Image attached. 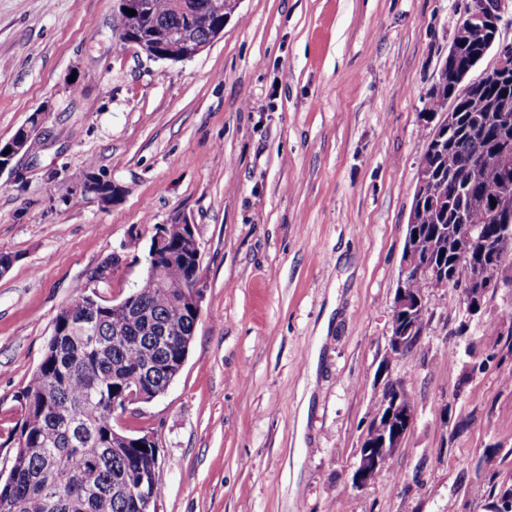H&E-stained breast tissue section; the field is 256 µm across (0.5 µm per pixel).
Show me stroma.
Masks as SVG:
<instances>
[{"instance_id": "35a3bbf8", "label": "stroma", "mask_w": 512, "mask_h": 512, "mask_svg": "<svg viewBox=\"0 0 512 512\" xmlns=\"http://www.w3.org/2000/svg\"><path fill=\"white\" fill-rule=\"evenodd\" d=\"M468 0H241L185 61L113 32L116 0H0V472L57 315L110 256L140 281L157 227L190 224L204 298L168 392L125 414L159 442L156 512H495L512 485V288L477 314L424 289L388 358L430 88ZM122 188L83 193L88 172ZM415 420L387 471L351 477L373 406ZM40 123L41 114L37 113L31 116L28 122L6 141L4 146L3 141H0V174H3L6 170L11 173H16L13 162L19 155H27L30 152L35 142ZM7 148H10V153L4 155V151Z\"/></svg>"}]
</instances>
